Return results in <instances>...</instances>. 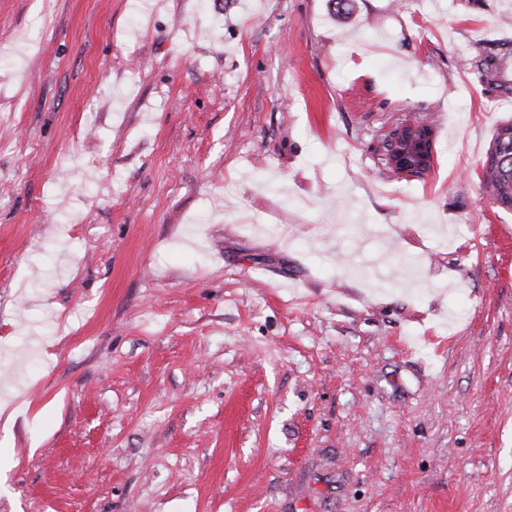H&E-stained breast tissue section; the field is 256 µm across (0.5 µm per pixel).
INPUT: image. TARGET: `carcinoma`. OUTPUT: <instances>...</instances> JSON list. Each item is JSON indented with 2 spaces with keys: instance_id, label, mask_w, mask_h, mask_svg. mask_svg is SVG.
Masks as SVG:
<instances>
[{
  "instance_id": "cac0c4a2",
  "label": "carcinoma",
  "mask_w": 512,
  "mask_h": 512,
  "mask_svg": "<svg viewBox=\"0 0 512 512\" xmlns=\"http://www.w3.org/2000/svg\"><path fill=\"white\" fill-rule=\"evenodd\" d=\"M483 184L499 207L512 211V120L494 131L484 159Z\"/></svg>"
}]
</instances>
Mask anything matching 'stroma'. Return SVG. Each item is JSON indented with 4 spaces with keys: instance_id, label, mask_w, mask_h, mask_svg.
Wrapping results in <instances>:
<instances>
[{
    "instance_id": "35a3bbf8",
    "label": "stroma",
    "mask_w": 512,
    "mask_h": 512,
    "mask_svg": "<svg viewBox=\"0 0 512 512\" xmlns=\"http://www.w3.org/2000/svg\"><path fill=\"white\" fill-rule=\"evenodd\" d=\"M510 118L512 0H0V512H512ZM425 123L414 121V118L406 120L403 124L396 125L388 132V136L383 139L381 145V154L392 159L402 167V176H413L420 174L424 167V160H428L425 150L426 141L430 134ZM415 145L418 147V154H415ZM418 160L414 162L413 159ZM507 147L500 151V146ZM483 184L494 202L512 211V120L498 125L483 165Z\"/></svg>"
}]
</instances>
